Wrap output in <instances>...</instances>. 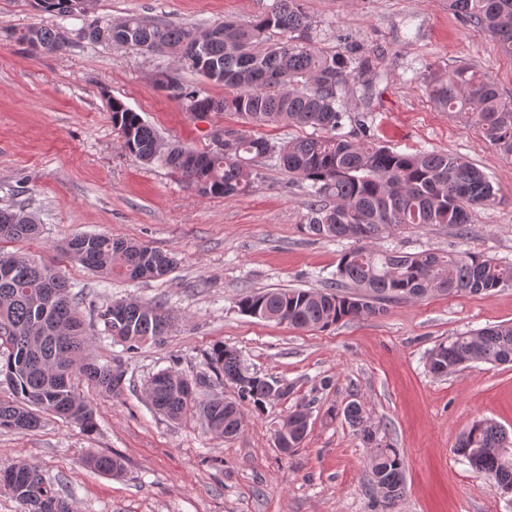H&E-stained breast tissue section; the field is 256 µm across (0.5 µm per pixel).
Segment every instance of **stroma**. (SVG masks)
Returning <instances> with one entry per match:
<instances>
[{"instance_id":"stroma-1","label":"stroma","mask_w":512,"mask_h":512,"mask_svg":"<svg viewBox=\"0 0 512 512\" xmlns=\"http://www.w3.org/2000/svg\"><path fill=\"white\" fill-rule=\"evenodd\" d=\"M274 0H96L100 25L129 15L201 28L242 24ZM313 21L312 44L356 50L374 72L351 81L343 106L364 117L371 134L398 152L458 154L497 191L459 230L446 225L398 229L372 249L406 253L471 252L512 263V157L454 113L437 108L426 86L466 64L493 79L512 102V57L483 31L448 10V0H301ZM58 19L32 0H0V208L34 214L39 234L2 241L0 252L57 266L80 311L121 300L159 302L178 315L162 344L126 350L104 332L90 353L121 365L124 391L112 398L86 383L80 392L96 412L95 431L43 414L40 426L0 429V469L39 467L74 512H512V495L454 454L473 421L490 419L512 436V363H474L444 377L431 374L434 346L459 333L512 323V284L481 294H430L389 305L386 314L298 329L243 314L240 297L280 288L319 289L335 279L351 240L305 228L307 185L275 158L254 160L258 178L247 194L203 196L164 162L142 164L112 126L108 101L122 100L167 142L197 149L209 134L236 126L235 116H194L159 84L173 58L78 34L62 51L35 53L20 37ZM75 233H105L161 250L175 269L157 279L103 278L70 263L60 250ZM236 349L251 371L291 384V392L258 412L243 405V427L212 435L198 413L173 421L157 413L144 388L169 369L199 380V399L232 395L207 364L213 348ZM363 405L382 443L405 461V493L384 505L371 493L370 454L343 417L329 408ZM311 403L300 448L282 454L273 428L296 405ZM92 454H117L121 475L85 466Z\"/></svg>"}]
</instances>
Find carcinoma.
I'll use <instances>...</instances> for the list:
<instances>
[{"label": "carcinoma", "mask_w": 512, "mask_h": 512, "mask_svg": "<svg viewBox=\"0 0 512 512\" xmlns=\"http://www.w3.org/2000/svg\"><path fill=\"white\" fill-rule=\"evenodd\" d=\"M448 10L491 35L501 51L512 56V0H448ZM212 28L150 23L130 16L112 27L98 25L89 37L116 31L123 44L154 54H168L183 70L206 82L224 86L216 99L184 85L169 74L164 89L181 101L185 111L203 115L224 112L237 116L241 128H229L224 152L165 144L141 116L113 99L112 124L124 147L145 163L161 159L203 196L226 198L245 193L257 176L254 158L277 154L285 171L308 182L305 228L322 238L354 240L361 246L344 253L336 281L324 289L259 291L237 301L250 316L297 328H327L343 320L386 313V304L420 297L427 292L481 294L512 281V265L468 253L439 255L403 253L362 246L399 228L448 224L463 228L471 209L494 200L484 174L463 157L448 152L403 154L376 142L342 133L344 119L366 129L365 121L343 110L341 94L353 74L369 60L311 45L312 20L300 0H274L271 9L248 26L231 20ZM63 26L33 27L21 40L34 50L57 52L70 42ZM439 107L459 112L490 142L512 156V102L502 100L493 81L469 65H460L428 84ZM272 123L310 127L304 138L270 143L245 130ZM39 232L35 218L21 210L0 208V241L30 239ZM64 257L101 275L130 280L159 278L174 268L168 254L133 240L106 234H77L62 245ZM104 331L135 350L159 342L175 323L161 303L118 301L97 309ZM89 332L71 295L70 284L54 265H38L21 255H0V376L7 378L13 399L0 400V427L18 432L38 427L40 414L51 413L95 428L92 405L75 387L78 375L100 392L118 397L124 371L96 363L87 354ZM512 363V324L460 333L436 345L428 356L429 372L452 374L472 363ZM216 378L235 383V396L214 395L197 403V383L183 375L163 372L147 384L151 405L172 420L199 408L214 435L229 438L243 424L242 404L263 413L270 404L268 388L288 393V384L271 382L246 369L238 352L216 347L209 355ZM303 404L288 413V447L298 448ZM342 415L357 436L376 451L371 457L373 485L388 487L390 505L404 492V461L395 448L376 442V431L364 408L344 406ZM512 439L488 419L475 421L454 451L472 469L512 493V456L500 453ZM87 464L104 474L124 470L118 455H91ZM3 486L25 512H73L72 506L46 483L37 466L26 462L0 470Z\"/></svg>", "instance_id": "carcinoma-1"}]
</instances>
